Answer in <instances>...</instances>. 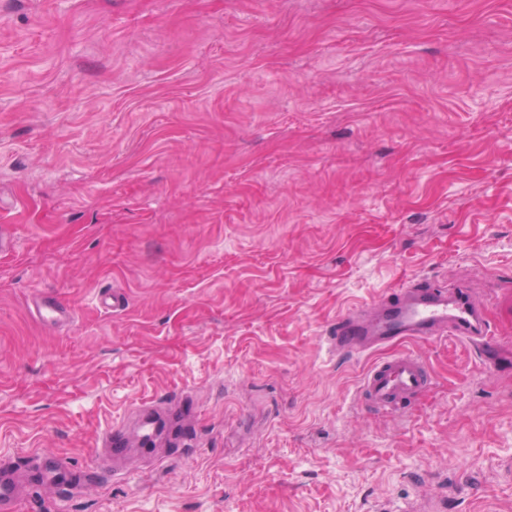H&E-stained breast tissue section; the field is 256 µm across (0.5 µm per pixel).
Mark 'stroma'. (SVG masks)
<instances>
[{"label": "stroma", "mask_w": 512, "mask_h": 512, "mask_svg": "<svg viewBox=\"0 0 512 512\" xmlns=\"http://www.w3.org/2000/svg\"><path fill=\"white\" fill-rule=\"evenodd\" d=\"M0 226L16 512H512V0H0ZM414 279L495 336L402 343L433 384L391 419L327 334ZM31 307L34 315L50 327L62 328L72 321L70 308L55 295L45 292L34 293ZM189 408L190 407L186 405L184 400H181L175 412L169 409L167 404H161L154 401L142 403L136 410L135 414L142 420L141 426L144 433L142 435L141 442L143 445L149 446L151 442H153L155 429L161 424V421L156 418L157 414H166L174 417L178 411L180 413H185ZM128 446L125 429L117 426L106 436L101 443L100 457L103 463H109L114 459H120L124 455V448Z\"/></svg>", "instance_id": "1"}]
</instances>
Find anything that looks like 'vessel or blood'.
Segmentation results:
<instances>
[{
  "label": "vessel or blood",
  "mask_w": 512,
  "mask_h": 512,
  "mask_svg": "<svg viewBox=\"0 0 512 512\" xmlns=\"http://www.w3.org/2000/svg\"><path fill=\"white\" fill-rule=\"evenodd\" d=\"M31 307L34 315L48 326L62 328L72 321L70 308L55 295L34 293ZM491 334L487 313L469 289L448 290L416 281L340 315L328 342L337 354L349 355L446 335L483 347ZM431 383V375L419 356L399 352L374 361L362 383L361 402L377 411L401 415ZM167 411V405L154 401L138 407L143 445L151 444L158 417ZM127 445L124 428L114 427L101 443L102 461L122 458ZM14 475L12 468L0 469V512H15L17 508Z\"/></svg>",
  "instance_id": "1"
}]
</instances>
